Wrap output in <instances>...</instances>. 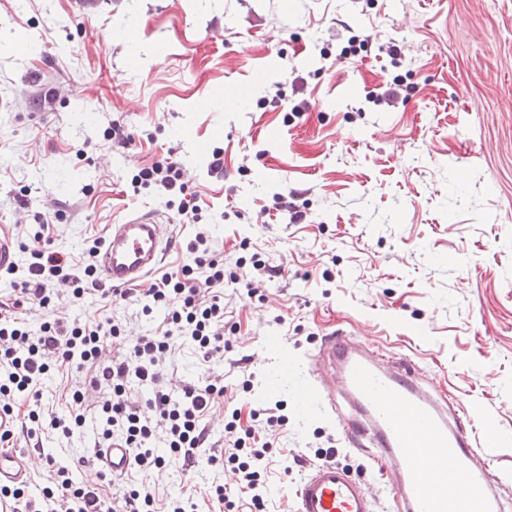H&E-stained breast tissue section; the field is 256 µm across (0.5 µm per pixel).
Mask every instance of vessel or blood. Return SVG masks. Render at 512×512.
<instances>
[{
	"label": "vessel or blood",
	"mask_w": 512,
	"mask_h": 512,
	"mask_svg": "<svg viewBox=\"0 0 512 512\" xmlns=\"http://www.w3.org/2000/svg\"><path fill=\"white\" fill-rule=\"evenodd\" d=\"M168 247L152 213L110 225L97 272L109 285L126 288L151 274ZM315 364L339 375V388L358 409L340 424L350 445H370L390 464L397 512H505L473 419L449 411L446 402L422 388L416 370L404 361L382 365L377 352L353 345L342 336L324 340ZM304 406L330 413L335 397L321 380L303 387ZM105 471L123 476L132 451L116 439L96 440ZM42 457L0 450V487L27 483ZM297 512H374L361 483L343 467L322 463L296 490Z\"/></svg>",
	"instance_id": "vessel-or-blood-1"
}]
</instances>
